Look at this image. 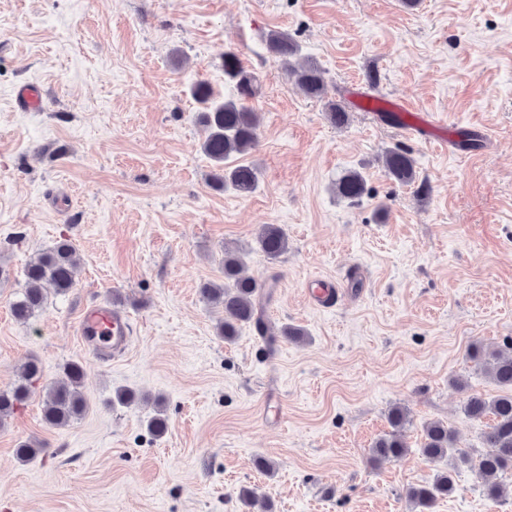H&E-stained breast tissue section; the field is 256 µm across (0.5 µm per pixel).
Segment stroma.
Wrapping results in <instances>:
<instances>
[{
	"instance_id": "35a3bbf8",
	"label": "stroma",
	"mask_w": 512,
	"mask_h": 512,
	"mask_svg": "<svg viewBox=\"0 0 512 512\" xmlns=\"http://www.w3.org/2000/svg\"><path fill=\"white\" fill-rule=\"evenodd\" d=\"M273 30L324 71V99L267 54ZM228 48L260 84L248 197L212 185L188 92L202 79L224 93ZM23 83L42 88L44 111L16 109ZM354 84L435 115L446 145L358 110ZM332 102L346 126L330 121ZM394 147L410 151L417 183L388 175ZM348 170L366 180L356 202L333 190ZM263 224L285 230L288 252L253 251L245 273L278 274L266 316L309 336L271 352L250 325L224 342L199 293L223 281L225 248L254 243ZM63 236L77 248L74 287L16 321L27 264ZM311 277L343 299L311 305ZM96 300L131 315L126 353L81 345L80 312ZM477 342L512 346V0H0V390L33 356L43 387L78 362L89 400L54 428L38 391L0 427V512H246L244 486L271 512H409L406 488L433 465L370 450L398 405L413 447L441 420L481 453L484 425L452 384L497 394L468 357ZM119 389L140 401L114 403ZM159 412L160 436L148 428ZM25 440L44 450L21 463ZM455 479L434 512H512L475 470Z\"/></svg>"
}]
</instances>
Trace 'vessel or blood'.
I'll return each instance as SVG.
<instances>
[{
  "label": "vessel or blood",
  "mask_w": 512,
  "mask_h": 512,
  "mask_svg": "<svg viewBox=\"0 0 512 512\" xmlns=\"http://www.w3.org/2000/svg\"><path fill=\"white\" fill-rule=\"evenodd\" d=\"M18 109L33 111L43 106V91L34 84L19 86L14 95ZM309 300L317 306H325L339 297V290L330 280H316L307 287ZM77 335L84 347L98 352L119 353L130 344V317L124 311L102 302L85 307L77 325Z\"/></svg>",
  "instance_id": "1"
}]
</instances>
